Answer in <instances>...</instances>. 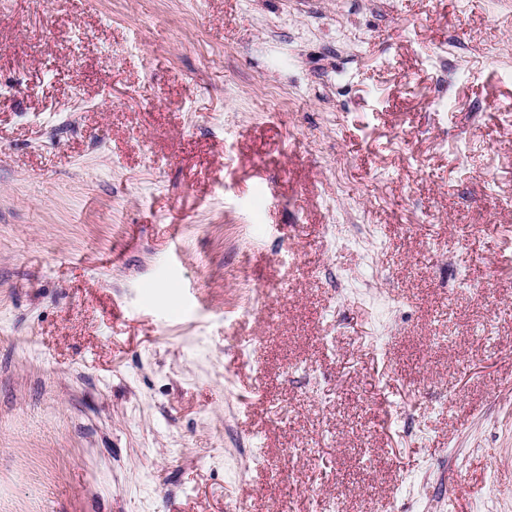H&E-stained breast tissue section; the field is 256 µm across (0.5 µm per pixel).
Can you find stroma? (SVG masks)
<instances>
[{
    "label": "stroma",
    "mask_w": 512,
    "mask_h": 512,
    "mask_svg": "<svg viewBox=\"0 0 512 512\" xmlns=\"http://www.w3.org/2000/svg\"><path fill=\"white\" fill-rule=\"evenodd\" d=\"M14 83L0 512H512V0H0Z\"/></svg>",
    "instance_id": "obj_1"
}]
</instances>
